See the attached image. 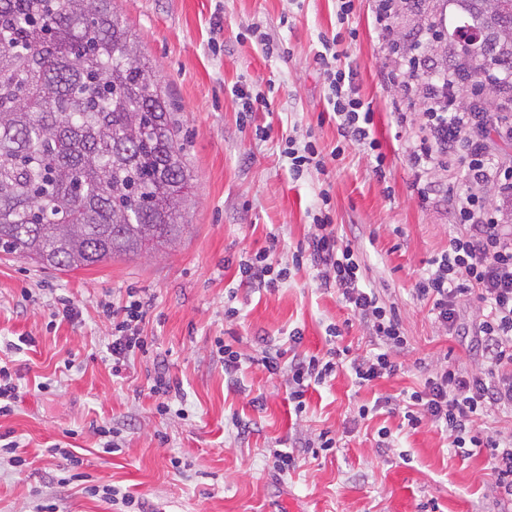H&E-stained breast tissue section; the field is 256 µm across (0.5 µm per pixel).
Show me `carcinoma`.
Wrapping results in <instances>:
<instances>
[{
	"instance_id": "obj_1",
	"label": "carcinoma",
	"mask_w": 512,
	"mask_h": 512,
	"mask_svg": "<svg viewBox=\"0 0 512 512\" xmlns=\"http://www.w3.org/2000/svg\"><path fill=\"white\" fill-rule=\"evenodd\" d=\"M465 77H512V0H456ZM190 171L112 0H0V252L74 270L183 233Z\"/></svg>"
}]
</instances>
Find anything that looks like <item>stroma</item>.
<instances>
[{
    "mask_svg": "<svg viewBox=\"0 0 512 512\" xmlns=\"http://www.w3.org/2000/svg\"><path fill=\"white\" fill-rule=\"evenodd\" d=\"M145 57L154 65L181 126L184 159L192 175L186 228L174 243L120 256L89 268L44 269L0 253V338L32 336V349L6 355L20 373L13 415L0 417V434L22 446L23 473L0 467V512H31L42 497L59 512H111L86 494V483L120 486L139 495L147 512H500L495 477L485 448L449 447L434 424L408 427L401 416L373 411L381 396L420 389L441 365L479 371L468 341L448 335L414 286L456 231L452 209L421 202L406 148L417 134V108L401 87L383 80L395 54L382 45L373 0H354L338 23L336 0H112ZM260 27L274 40L265 54L249 37ZM344 32L342 64L357 73L359 94L374 113L386 155V179L371 173L373 156L350 145L330 178L332 222L358 250L368 287L395 306L408 346L397 373L358 387L349 371L309 390L306 410L295 415L283 376L258 360L270 347H287L297 330L298 352L324 354L331 346L363 354L372 347L366 327L335 289L320 285L311 264L292 267L313 228L322 175L293 180L281 157L282 140L314 136L332 150L340 136L327 111L323 72L315 54L324 36ZM247 82L270 106L250 125L238 120L231 88ZM402 106L406 123L393 110ZM272 247L271 259L291 266L278 290L241 286V255ZM150 298L141 329L151 347L121 375H113L107 346L110 321L98 301L125 304L129 291ZM73 300L80 316L55 318L57 297ZM239 315L228 319L225 306ZM341 337L330 340L327 327ZM246 354L237 381L215 357L216 339ZM72 368H65V359ZM182 387L180 413H159L149 395L155 361ZM48 390H41V383ZM370 406L360 417L361 406ZM109 422L122 446L106 454L94 432ZM248 430L238 434L236 423ZM391 432L395 453L378 447L379 428ZM337 446L312 453L306 439L320 431ZM70 441L84 460L85 481L56 482L55 443ZM294 452L300 465L274 473L271 449Z\"/></svg>",
    "mask_w": 512,
    "mask_h": 512,
    "instance_id": "obj_1",
    "label": "stroma"
}]
</instances>
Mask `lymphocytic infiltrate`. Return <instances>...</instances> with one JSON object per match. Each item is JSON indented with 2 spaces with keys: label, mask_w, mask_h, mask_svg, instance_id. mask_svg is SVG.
<instances>
[{
  "label": "lymphocytic infiltrate",
  "mask_w": 512,
  "mask_h": 512,
  "mask_svg": "<svg viewBox=\"0 0 512 512\" xmlns=\"http://www.w3.org/2000/svg\"><path fill=\"white\" fill-rule=\"evenodd\" d=\"M338 38L321 37L316 56L323 67L327 116L341 137L330 153H323L317 141L288 139L283 156L293 178L314 169L327 173L329 164L345 151L347 143L366 147L375 156L372 174L384 178L385 156L374 137V113L365 106L356 85V73L341 64ZM386 78L401 83L407 99H420L423 135L409 146L407 159L416 172L447 166L453 160L464 165L474 187L496 185L512 195V167L495 163L489 155V138L512 141V119L491 112H464L456 107L459 79L423 52L399 57ZM419 200L443 195L451 206L461 231L450 238L447 250L432 261V267L414 290L417 300L430 303L436 321L452 336L471 338L485 362L480 372H466L444 365L426 378L422 390L409 398L387 397L380 405L388 413L403 414L408 426L418 428L431 422L446 432L451 447L472 445L488 449V463L495 475V491L502 501L512 503V438L494 437L477 429L482 417L495 411H512V225L502 223L474 192L461 194L440 188L435 182L416 187ZM319 204L308 216L315 232L309 255L295 254L293 265L311 261L322 268L321 285L336 289L339 296L368 328L375 349L351 355L349 348L333 347L323 355L284 356L283 352L263 355L261 363L269 373L285 376L288 399L296 412L306 408L309 387L324 384L337 370L348 368L358 385L392 376L396 357L407 346L399 316L386 305L375 289L365 284L360 259L350 243L336 233L330 217L331 196L320 190ZM237 275L242 283L260 290H272L288 277V270L273 264L269 250L241 259ZM475 295L484 312L477 325L459 322L461 297ZM152 307L151 300L132 295L124 306L102 303L103 314L112 321L108 349L112 368L121 371L126 360L147 353L148 339L141 325Z\"/></svg>",
  "instance_id": "lymphocytic-infiltrate-1"
}]
</instances>
